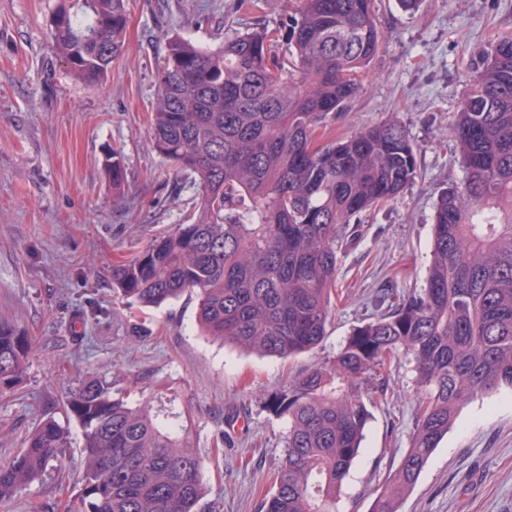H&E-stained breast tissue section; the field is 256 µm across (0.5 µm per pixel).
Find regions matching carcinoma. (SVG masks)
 <instances>
[{
  "mask_svg": "<svg viewBox=\"0 0 512 512\" xmlns=\"http://www.w3.org/2000/svg\"><path fill=\"white\" fill-rule=\"evenodd\" d=\"M77 2L83 19L60 7L50 37L68 70L95 84L124 46L126 0ZM381 37L375 0H299L287 62L266 30L212 51L167 39L153 143L198 185V202L189 223L112 271L128 305L194 296L206 335L263 356L322 342L342 234L417 177L416 148L395 120L317 143L318 129L360 91ZM453 134L464 177L436 205L426 287L353 328L332 360L266 398L288 432L261 512H337L371 417L360 389L402 352L422 398L410 446L370 512H398L463 405L512 388L511 35L473 76ZM105 167L120 186L121 154L107 155ZM28 349L0 318V390L19 382ZM63 408L83 433L76 512H195L201 462L174 408L133 407L105 379L83 381ZM66 446L60 424L41 420L0 465V501L19 496Z\"/></svg>",
  "mask_w": 512,
  "mask_h": 512,
  "instance_id": "carcinoma-1",
  "label": "carcinoma"
}]
</instances>
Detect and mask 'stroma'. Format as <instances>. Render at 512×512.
Listing matches in <instances>:
<instances>
[{
	"instance_id": "obj_1",
	"label": "stroma",
	"mask_w": 512,
	"mask_h": 512,
	"mask_svg": "<svg viewBox=\"0 0 512 512\" xmlns=\"http://www.w3.org/2000/svg\"><path fill=\"white\" fill-rule=\"evenodd\" d=\"M58 2L0 0V317L30 343L21 384L0 391V464L49 415L69 445L61 465L0 502V512H73L82 428L61 406L87 378L110 381L113 396L134 403L176 398L201 457L198 512H260L287 431L265 410L267 395L332 360L352 328L387 311L384 296L425 286L437 198L464 176L452 125L495 40L512 34V0H421L414 12L376 0L378 53L321 139L398 120L416 146L418 176L356 225L340 253L341 298L323 342L286 360L203 335L196 298L129 306L112 270L186 223L197 194L150 135L168 37L213 49L265 28L285 59L295 0H129L123 51L96 84L71 75L51 49ZM114 150L125 173L118 189L104 168ZM136 325L145 331L138 340ZM361 397L371 418L339 512H369L410 446L419 390L409 357L394 360ZM399 512H512V389L461 410Z\"/></svg>"
}]
</instances>
